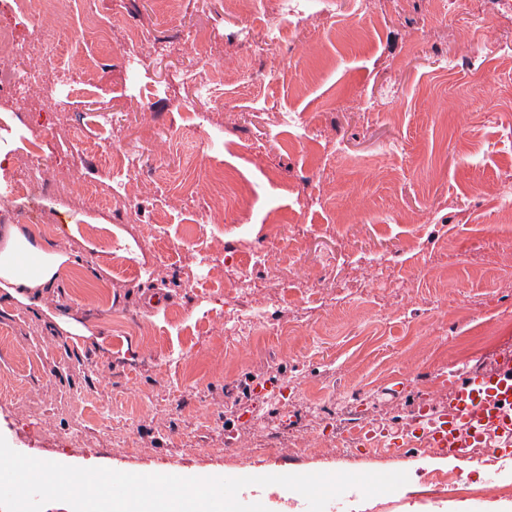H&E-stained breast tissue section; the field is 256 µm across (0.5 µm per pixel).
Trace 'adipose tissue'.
Instances as JSON below:
<instances>
[{
    "label": "adipose tissue",
    "mask_w": 512,
    "mask_h": 512,
    "mask_svg": "<svg viewBox=\"0 0 512 512\" xmlns=\"http://www.w3.org/2000/svg\"><path fill=\"white\" fill-rule=\"evenodd\" d=\"M70 260L66 253L46 248L18 227H8L0 240V287L27 303L38 305Z\"/></svg>",
    "instance_id": "ef3b65f1"
}]
</instances>
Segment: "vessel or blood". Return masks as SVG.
<instances>
[{
  "mask_svg": "<svg viewBox=\"0 0 512 512\" xmlns=\"http://www.w3.org/2000/svg\"><path fill=\"white\" fill-rule=\"evenodd\" d=\"M447 386L448 398L436 417L415 423L407 434L359 429L361 447L396 453L434 448L466 459L477 448L512 452V350L499 354L489 368L449 372Z\"/></svg>",
  "mask_w": 512,
  "mask_h": 512,
  "instance_id": "b4317fda",
  "label": "vessel or blood"
}]
</instances>
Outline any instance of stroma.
Masks as SVG:
<instances>
[{"mask_svg": "<svg viewBox=\"0 0 512 512\" xmlns=\"http://www.w3.org/2000/svg\"><path fill=\"white\" fill-rule=\"evenodd\" d=\"M108 43L53 18L72 126L44 146L75 185L19 201V228L72 265L33 307L0 288V436L75 467L187 477L407 472L349 512H487L498 457L433 492L428 448L335 447L314 405L355 398L408 425L440 374L512 345V12L495 0H96ZM200 53L124 59L129 26ZM223 60L194 96L201 56ZM44 113L0 99V180L26 170ZM139 162L120 176L112 149ZM248 301L267 319L225 325ZM309 425L273 439L263 382ZM402 392H394L396 382ZM301 0H280L278 16L266 22L265 36L270 41L279 40L283 22L296 18L301 11Z\"/></svg>", "mask_w": 512, "mask_h": 512, "instance_id": "35a3bbf8", "label": "stroma"}]
</instances>
